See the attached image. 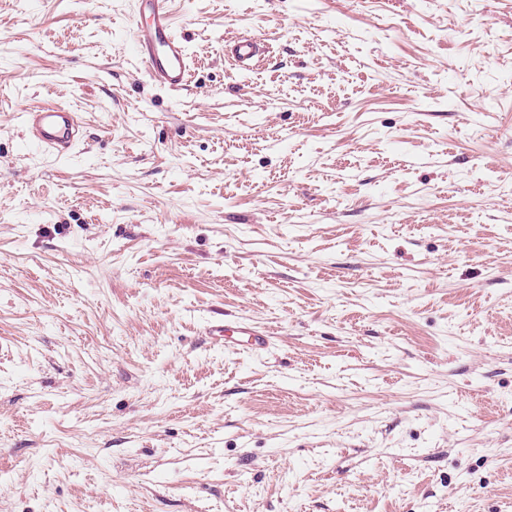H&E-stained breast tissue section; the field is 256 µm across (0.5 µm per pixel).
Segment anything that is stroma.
Instances as JSON below:
<instances>
[{
	"label": "stroma",
	"mask_w": 512,
	"mask_h": 512,
	"mask_svg": "<svg viewBox=\"0 0 512 512\" xmlns=\"http://www.w3.org/2000/svg\"><path fill=\"white\" fill-rule=\"evenodd\" d=\"M137 9L0 0V512H512V0ZM132 52L154 82L171 89L184 87L189 65L181 41L174 35L169 0H139ZM31 144L57 157L67 156L80 137L77 113L62 105H49L21 113ZM230 332L248 336L247 345L252 350L260 349L266 344V331L238 317L230 318V315L226 314H224V318L212 321L205 335L224 337V335L228 336Z\"/></svg>",
	"instance_id": "1"
}]
</instances>
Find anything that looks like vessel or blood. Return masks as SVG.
<instances>
[{"label": "vessel or blood", "instance_id": "1", "mask_svg": "<svg viewBox=\"0 0 512 512\" xmlns=\"http://www.w3.org/2000/svg\"><path fill=\"white\" fill-rule=\"evenodd\" d=\"M169 0H140L133 28L132 52L154 82L171 89L186 85L189 65L185 49L175 36L169 16ZM21 123L31 144L58 157L67 156L80 137L76 112L62 105H49L22 112ZM208 335L236 333L245 336L250 349L266 343V333L243 319L224 317L211 322Z\"/></svg>", "mask_w": 512, "mask_h": 512}]
</instances>
